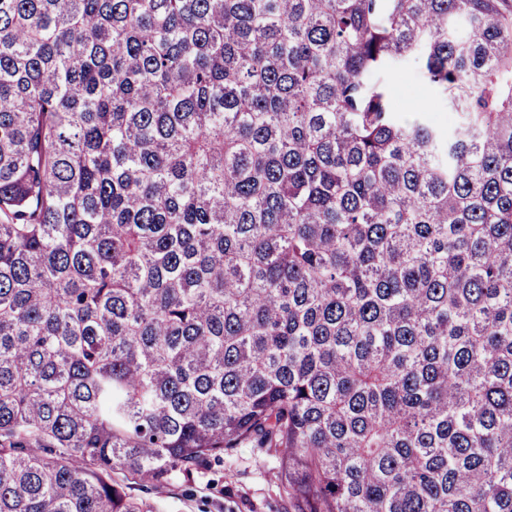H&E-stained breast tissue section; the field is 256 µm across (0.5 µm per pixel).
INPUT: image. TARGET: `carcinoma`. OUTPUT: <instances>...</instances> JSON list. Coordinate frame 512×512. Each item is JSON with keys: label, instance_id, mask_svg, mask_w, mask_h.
Masks as SVG:
<instances>
[{"label": "carcinoma", "instance_id": "cac0c4a2", "mask_svg": "<svg viewBox=\"0 0 512 512\" xmlns=\"http://www.w3.org/2000/svg\"><path fill=\"white\" fill-rule=\"evenodd\" d=\"M243 445L285 512H512V0H0V512ZM386 81L392 91V100L396 112L406 114L416 109L418 101L427 102V112L437 122L448 124V112L442 108L435 89L423 79L418 66L413 65L403 71L391 72Z\"/></svg>", "mask_w": 512, "mask_h": 512}]
</instances>
